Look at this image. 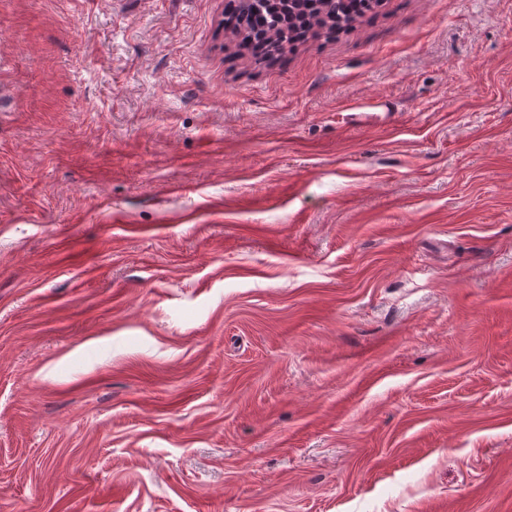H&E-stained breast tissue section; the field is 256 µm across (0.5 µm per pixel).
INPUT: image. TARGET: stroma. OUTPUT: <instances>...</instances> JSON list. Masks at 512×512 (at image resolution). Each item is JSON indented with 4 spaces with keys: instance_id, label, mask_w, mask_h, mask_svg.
<instances>
[{
    "instance_id": "stroma-1",
    "label": "stroma",
    "mask_w": 512,
    "mask_h": 512,
    "mask_svg": "<svg viewBox=\"0 0 512 512\" xmlns=\"http://www.w3.org/2000/svg\"><path fill=\"white\" fill-rule=\"evenodd\" d=\"M224 6L0 0V512H512V0ZM354 0H265L257 14L255 5L235 3L237 22L224 31L242 48L265 43H289L306 29L340 30L359 18Z\"/></svg>"
}]
</instances>
